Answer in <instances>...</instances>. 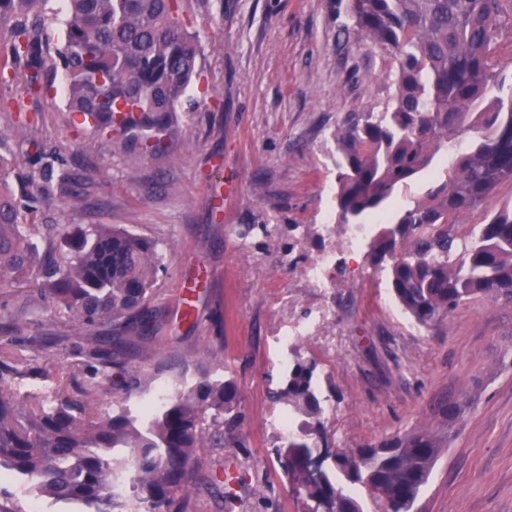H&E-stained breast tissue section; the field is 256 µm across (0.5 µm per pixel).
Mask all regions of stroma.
I'll list each match as a JSON object with an SVG mask.
<instances>
[{
    "instance_id": "obj_1",
    "label": "stroma",
    "mask_w": 512,
    "mask_h": 512,
    "mask_svg": "<svg viewBox=\"0 0 512 512\" xmlns=\"http://www.w3.org/2000/svg\"><path fill=\"white\" fill-rule=\"evenodd\" d=\"M336 2L183 0L209 94L206 105L184 106L180 135L153 157L79 124L61 75L40 94L0 85V98L40 116L24 144L15 112L0 107V147L17 156L11 180L38 197V223L123 224L163 249L151 300L161 327L126 351L141 377L137 399L192 385L203 371L240 392L236 443L200 451L193 512H300L303 496L274 452L282 406L273 395L297 358L316 364L333 450L423 425L451 430L418 512H512V307L478 297L418 326L332 211V135L348 113L380 111L392 83L379 49L345 39ZM53 155L75 177L73 191L49 178ZM324 254L334 262L312 279ZM58 324L44 308L48 341L28 389L55 387L75 363L54 340ZM467 395L468 414L447 426L439 407ZM224 470L239 476L231 502L213 480ZM1 488L24 512H93L30 493L8 471Z\"/></svg>"
}]
</instances>
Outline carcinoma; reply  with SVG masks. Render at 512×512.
I'll return each mask as SVG.
<instances>
[{"label":"carcinoma","mask_w":512,"mask_h":512,"mask_svg":"<svg viewBox=\"0 0 512 512\" xmlns=\"http://www.w3.org/2000/svg\"><path fill=\"white\" fill-rule=\"evenodd\" d=\"M43 0H0V82L39 92L61 70L67 109L113 143L152 156L178 134L176 112L198 75L202 48L181 0H65L58 35L41 19ZM346 38L379 47L394 66V93L380 112H352L336 126V223L385 221L369 237L373 267L389 261L390 288L416 324L430 327L477 296L512 306V209L488 213L460 233L458 217L486 205L512 181V84L498 61L512 39V0H348ZM464 152H457L460 139ZM454 155L423 195L408 189L436 158ZM13 158L0 154V286L15 323L36 326L50 301L81 337L85 361L43 396L22 389L42 337L20 345L0 336V469L25 478L35 494L91 505L95 512H189L200 448L224 447V430L206 436L201 412L231 413V379L207 372L141 411L128 406L138 377L93 330L105 321L134 335L156 331L152 287L163 268L157 244L122 224L80 229L70 250L57 226L34 218L10 183ZM39 288L25 290L31 276ZM315 363L295 359L276 399L288 430L277 461L304 488L305 512H414L444 451L445 437L421 427L350 452L323 441L324 400ZM117 376L123 398L100 409ZM321 466L307 483L308 461Z\"/></svg>","instance_id":"1"}]
</instances>
